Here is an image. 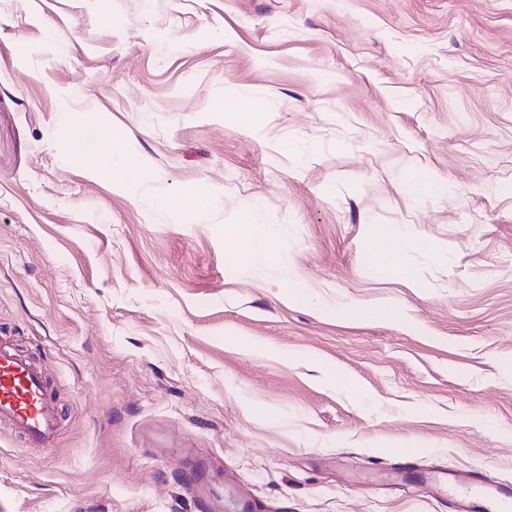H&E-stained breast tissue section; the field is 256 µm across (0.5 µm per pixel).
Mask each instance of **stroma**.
<instances>
[{"label": "stroma", "mask_w": 512, "mask_h": 512, "mask_svg": "<svg viewBox=\"0 0 512 512\" xmlns=\"http://www.w3.org/2000/svg\"><path fill=\"white\" fill-rule=\"evenodd\" d=\"M71 112L126 141L135 193L56 140ZM247 209L279 265L225 238ZM385 227L432 242L411 277L372 264ZM0 343L62 412L39 445L0 422V512L512 484V0H0ZM202 191L192 184L183 185L172 197L167 198L164 203L167 207L183 215H191L200 208Z\"/></svg>", "instance_id": "1"}]
</instances>
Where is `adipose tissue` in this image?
<instances>
[{
	"mask_svg": "<svg viewBox=\"0 0 512 512\" xmlns=\"http://www.w3.org/2000/svg\"><path fill=\"white\" fill-rule=\"evenodd\" d=\"M57 139L72 154L106 172L113 183L128 191H135L148 175V170L130 157L128 147L121 138L106 128L90 125L84 114L72 112L56 131ZM229 237L244 244L247 260L254 268L262 269L278 260L275 228L256 223L252 214H245L239 223L227 229Z\"/></svg>",
	"mask_w": 512,
	"mask_h": 512,
	"instance_id": "obj_1",
	"label": "adipose tissue"
}]
</instances>
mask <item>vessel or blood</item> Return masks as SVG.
Listing matches in <instances>:
<instances>
[{"label": "vessel or blood", "instance_id": "1", "mask_svg": "<svg viewBox=\"0 0 512 512\" xmlns=\"http://www.w3.org/2000/svg\"><path fill=\"white\" fill-rule=\"evenodd\" d=\"M1 421L35 443L46 441L58 425V410L40 370L5 345H0Z\"/></svg>", "mask_w": 512, "mask_h": 512}]
</instances>
